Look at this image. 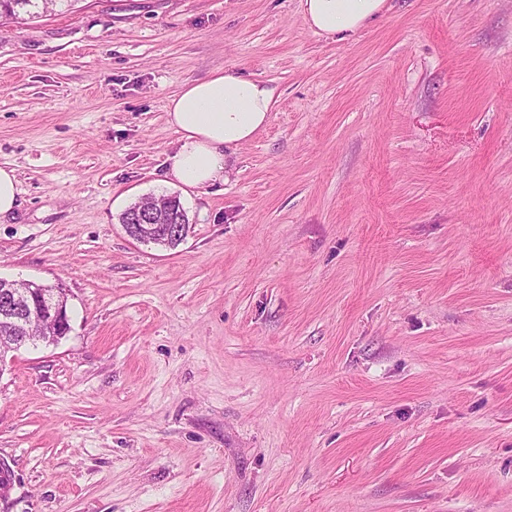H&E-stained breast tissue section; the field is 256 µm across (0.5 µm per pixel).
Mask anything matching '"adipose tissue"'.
I'll list each match as a JSON object with an SVG mask.
<instances>
[{
	"label": "adipose tissue",
	"mask_w": 512,
	"mask_h": 512,
	"mask_svg": "<svg viewBox=\"0 0 512 512\" xmlns=\"http://www.w3.org/2000/svg\"><path fill=\"white\" fill-rule=\"evenodd\" d=\"M386 8L387 0H302L308 28L339 40L355 36ZM276 105L274 88L251 76L216 70L185 84L166 105L178 134L166 158L168 177L189 188L228 182L234 150L255 138Z\"/></svg>",
	"instance_id": "obj_1"
}]
</instances>
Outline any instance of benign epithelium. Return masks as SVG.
Wrapping results in <instances>:
<instances>
[{"mask_svg":"<svg viewBox=\"0 0 512 512\" xmlns=\"http://www.w3.org/2000/svg\"><path fill=\"white\" fill-rule=\"evenodd\" d=\"M171 212L160 210L149 215L139 212L131 214L130 223L124 225L127 235L143 244L169 246L172 241L186 237V225L169 224ZM42 286L25 283V290L14 289V281L0 279V329L14 334L11 347L0 349V371L10 352L18 351L25 344L42 343L46 340L59 343L71 330L68 315V300L64 293L57 292L49 307L40 304Z\"/></svg>","mask_w":512,"mask_h":512,"instance_id":"1","label":"benign epithelium"}]
</instances>
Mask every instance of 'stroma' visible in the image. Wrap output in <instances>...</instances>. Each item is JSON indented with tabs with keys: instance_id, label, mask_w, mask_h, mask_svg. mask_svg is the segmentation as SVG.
I'll use <instances>...</instances> for the list:
<instances>
[{
	"instance_id": "1",
	"label": "stroma",
	"mask_w": 512,
	"mask_h": 512,
	"mask_svg": "<svg viewBox=\"0 0 512 512\" xmlns=\"http://www.w3.org/2000/svg\"><path fill=\"white\" fill-rule=\"evenodd\" d=\"M278 104L229 183L164 180L169 96ZM0 278L71 330L0 372V512H512V0H77L0 26ZM179 196L161 249L121 214ZM306 25L325 38L345 40L378 20L387 0H301ZM336 37V38H335ZM13 169L0 168V217L5 216L17 207L19 189Z\"/></svg>"
}]
</instances>
